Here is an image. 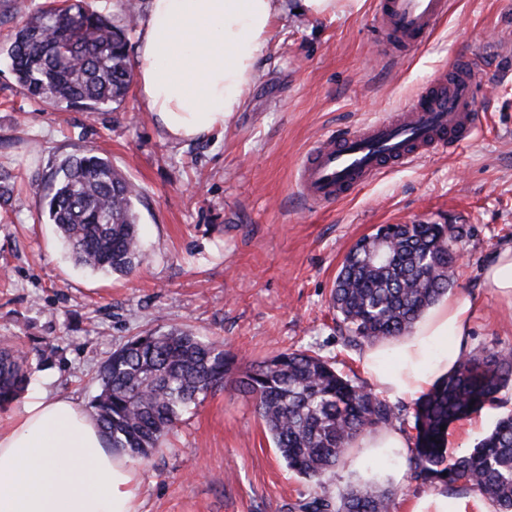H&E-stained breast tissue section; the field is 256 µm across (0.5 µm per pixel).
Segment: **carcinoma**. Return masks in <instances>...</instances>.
Listing matches in <instances>:
<instances>
[{
    "label": "carcinoma",
    "mask_w": 512,
    "mask_h": 512,
    "mask_svg": "<svg viewBox=\"0 0 512 512\" xmlns=\"http://www.w3.org/2000/svg\"><path fill=\"white\" fill-rule=\"evenodd\" d=\"M20 15L7 49L16 83L29 96L88 112L121 100L131 82L127 28L71 0ZM45 208L74 261L93 271L127 274L142 262L138 195L105 158L72 155L51 173ZM463 229L449 224H383L349 250L336 276L331 305L354 343L390 341L415 322L452 284ZM234 358L218 340L189 330L147 332L112 352L99 372L95 420L112 448L146 457L200 396L224 384ZM512 383V353L485 349L461 356L456 370L414 404L417 436L409 458L415 481L461 484L512 512V412L502 415L474 448L448 463L450 427ZM235 387L253 398L289 469L322 490L301 512H329L323 494L358 436L388 427L395 407L353 383L321 357L282 351L239 372ZM28 386L25 361L0 350V405ZM394 492L360 483L341 495L336 512H390Z\"/></svg>",
    "instance_id": "obj_1"
}]
</instances>
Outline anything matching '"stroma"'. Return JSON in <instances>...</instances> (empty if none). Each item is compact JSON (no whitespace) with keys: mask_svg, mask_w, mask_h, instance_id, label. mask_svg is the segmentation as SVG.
Segmentation results:
<instances>
[{"mask_svg":"<svg viewBox=\"0 0 512 512\" xmlns=\"http://www.w3.org/2000/svg\"><path fill=\"white\" fill-rule=\"evenodd\" d=\"M10 3L0 0V348L23 351L31 386L89 408L114 350L172 328L223 341L241 364L306 350L368 384L366 346L348 342L330 299L349 249L382 224L463 228L450 292L475 306L466 349L512 352V302L481 277L512 246V0H449L428 42L408 51L387 43L375 0H350L333 18L289 14L245 107L224 131L185 146L165 138L134 88L97 112L29 97L6 54L17 24ZM463 56L477 67L468 143L427 151L322 209L302 198L296 168L315 142L403 113ZM84 151L110 160L139 194L144 259L132 273L76 265L46 221L52 171ZM510 410L512 385L479 423L449 428V456ZM409 456L351 450L327 486L336 495L374 477L396 490L392 512L423 494L465 497L410 481ZM132 465L139 512H293L315 490L280 458L253 399L229 382Z\"/></svg>","mask_w":512,"mask_h":512,"instance_id":"stroma-1","label":"stroma"}]
</instances>
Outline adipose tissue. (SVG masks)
<instances>
[{"mask_svg":"<svg viewBox=\"0 0 512 512\" xmlns=\"http://www.w3.org/2000/svg\"><path fill=\"white\" fill-rule=\"evenodd\" d=\"M288 0H147L139 36L140 99L166 139L182 144L223 130L246 102ZM474 316L449 295L394 344L361 357L377 392L415 398L455 369ZM139 474L69 396L27 393L0 423V512H138Z\"/></svg>","mask_w":512,"mask_h":512,"instance_id":"adipose-tissue-1","label":"adipose tissue"}]
</instances>
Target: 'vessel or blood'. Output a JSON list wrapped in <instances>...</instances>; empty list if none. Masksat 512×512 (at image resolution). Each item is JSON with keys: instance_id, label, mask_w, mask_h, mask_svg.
<instances>
[{"instance_id": "obj_1", "label": "vessel or blood", "mask_w": 512, "mask_h": 512, "mask_svg": "<svg viewBox=\"0 0 512 512\" xmlns=\"http://www.w3.org/2000/svg\"><path fill=\"white\" fill-rule=\"evenodd\" d=\"M386 35L400 45L424 44L448 10V0H376ZM473 67L460 58L419 93L403 116L319 140L305 154L298 186L314 206L351 195L382 169L401 167L428 150L469 141L476 127Z\"/></svg>"}]
</instances>
